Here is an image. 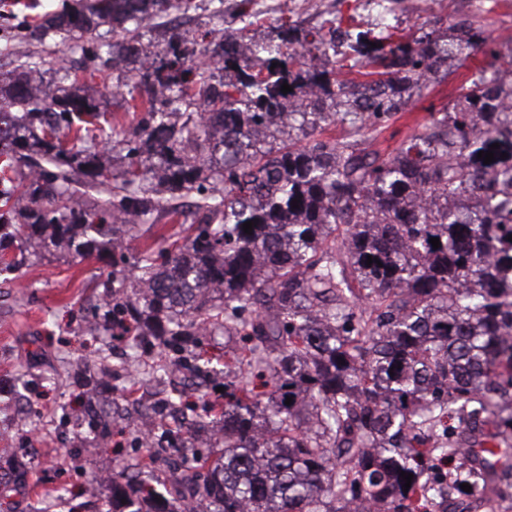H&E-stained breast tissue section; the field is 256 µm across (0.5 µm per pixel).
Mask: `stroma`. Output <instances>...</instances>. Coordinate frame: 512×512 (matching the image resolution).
<instances>
[{"label":"stroma","mask_w":512,"mask_h":512,"mask_svg":"<svg viewBox=\"0 0 512 512\" xmlns=\"http://www.w3.org/2000/svg\"><path fill=\"white\" fill-rule=\"evenodd\" d=\"M195 7L185 15L186 33L209 29L216 35L235 36L241 22L239 0H224L223 15H215L211 0H193ZM254 16L248 35L263 42L274 37L280 17L296 26L300 37H308L337 15H350L360 29L376 27L377 10L368 0H250ZM484 17L489 40L501 56L512 55V0H398L390 24L404 32L424 30L442 42L456 36L455 23L468 17ZM49 53L70 63L80 55L67 42L46 45L14 43L0 55V73L16 70L22 57ZM135 65L107 69L86 77L82 93L94 98L100 111L133 124ZM457 60L449 58L448 77L422 94L408 97L388 127L369 139L368 149L385 152L396 148L413 133L428 113L454 96L458 84ZM99 264L93 259L48 256L30 259L22 277L0 274V474H8L15 457L29 463L30 491L15 498L13 512H39L43 492L56 484L84 483L79 459L101 469L112 466L113 448L95 436L81 432L74 414V392L83 390L85 376L77 367L84 355L80 310L93 298ZM56 439V464L38 461L34 446L44 436Z\"/></svg>","instance_id":"35a3bbf8"}]
</instances>
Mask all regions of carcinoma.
I'll list each match as a JSON object with an SVG mask.
<instances>
[{
    "instance_id": "1",
    "label": "carcinoma",
    "mask_w": 512,
    "mask_h": 512,
    "mask_svg": "<svg viewBox=\"0 0 512 512\" xmlns=\"http://www.w3.org/2000/svg\"><path fill=\"white\" fill-rule=\"evenodd\" d=\"M190 3L73 0L9 39L69 38L96 69L136 50L150 15ZM374 4L377 35L350 17L301 42L277 20L279 42L256 46L266 55L259 70L224 37L169 31L137 82L166 95L147 96L131 130L41 54L0 84L17 108L0 111V154L38 146L34 174L18 184L29 205L0 215V273L14 267L3 255L12 244L105 261L86 368L105 365V337L120 336L149 379L187 372L188 387L169 386L150 407L155 440L115 459L109 512H191L201 502L205 512H497L512 503V128L489 111L505 91L462 74L452 107L429 112L394 151L366 152L404 94L448 75L449 54L462 68L464 48L488 44L467 20L454 48L430 33L399 35L387 23L393 0ZM52 66L59 83L37 99L33 76ZM338 67L348 77L336 78ZM231 69L235 81L212 82ZM310 89L319 92L311 110L257 137ZM362 89L374 94L367 111L352 104ZM338 121L351 133L326 135ZM116 139L126 146L120 171L98 147ZM489 150L486 164L478 153ZM488 168L499 181H484ZM75 184L103 199L77 196ZM177 194L196 195L202 213L182 241L161 235L132 259L116 249L154 227ZM216 334L235 339L224 346L222 400L208 392L218 369L203 343ZM125 403L120 390L110 402L86 399L88 427L110 436ZM195 431L216 442H174ZM403 471L413 474L407 490ZM28 476L25 463L0 476V509Z\"/></svg>"
}]
</instances>
